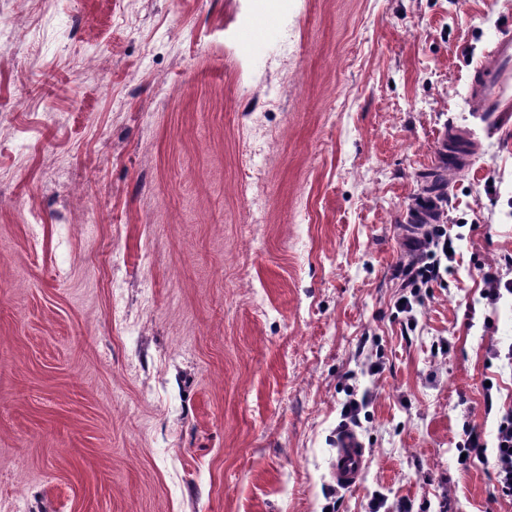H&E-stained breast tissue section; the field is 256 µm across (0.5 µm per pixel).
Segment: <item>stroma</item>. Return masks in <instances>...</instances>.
I'll return each mask as SVG.
<instances>
[{
	"mask_svg": "<svg viewBox=\"0 0 512 512\" xmlns=\"http://www.w3.org/2000/svg\"><path fill=\"white\" fill-rule=\"evenodd\" d=\"M511 20L0 0V512H512L458 452L512 402V298L481 296L512 278V131L449 177L450 271L397 307L435 147ZM485 288L482 290L483 298L488 304L496 305L504 295V291L512 295V279L503 280L504 277L497 270L487 271L483 274ZM364 448L362 442L353 431H345L337 440L336 457L331 473L336 486L351 488L355 486L361 476L365 465Z\"/></svg>",
	"mask_w": 512,
	"mask_h": 512,
	"instance_id": "stroma-1",
	"label": "stroma"
}]
</instances>
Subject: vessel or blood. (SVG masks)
Returning a JSON list of instances; mask_svg holds the SVG:
<instances>
[{"mask_svg":"<svg viewBox=\"0 0 512 512\" xmlns=\"http://www.w3.org/2000/svg\"><path fill=\"white\" fill-rule=\"evenodd\" d=\"M474 105L464 138L448 134L438 147V156L450 167L468 166L480 137L512 129V24L502 25L489 51L478 64L469 85ZM364 448L356 434L345 431L337 440L331 473L341 488L355 486L364 469Z\"/></svg>","mask_w":512,"mask_h":512,"instance_id":"b4317fda","label":"vessel or blood"}]
</instances>
